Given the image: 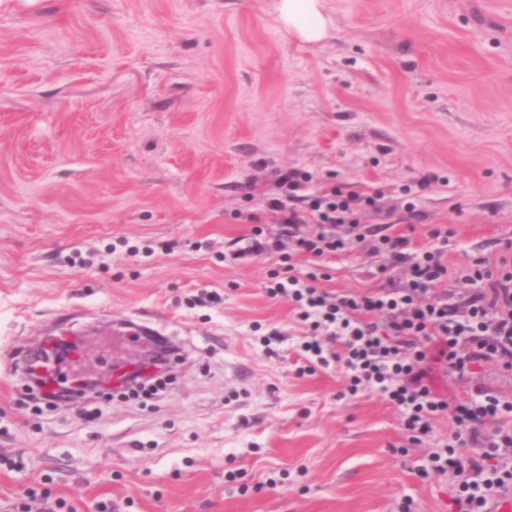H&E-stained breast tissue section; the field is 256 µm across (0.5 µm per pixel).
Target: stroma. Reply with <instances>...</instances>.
<instances>
[{
	"mask_svg": "<svg viewBox=\"0 0 512 512\" xmlns=\"http://www.w3.org/2000/svg\"><path fill=\"white\" fill-rule=\"evenodd\" d=\"M278 0H0V512L31 490L61 512H450L420 478L448 423L409 440L341 368L298 375L271 261L229 263L271 173L414 199L412 237L449 230L461 276L512 239V0H320L303 41ZM256 180L245 188L246 176ZM414 195H407V188ZM340 257L322 285L378 283ZM60 317L91 339L140 319L182 346L147 396L36 406L21 336ZM286 342L265 345L271 329ZM448 400L512 371H433Z\"/></svg>",
	"mask_w": 512,
	"mask_h": 512,
	"instance_id": "1",
	"label": "stroma"
}]
</instances>
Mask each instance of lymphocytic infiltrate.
I'll return each mask as SVG.
<instances>
[{"label": "lymphocytic infiltrate", "mask_w": 512, "mask_h": 512, "mask_svg": "<svg viewBox=\"0 0 512 512\" xmlns=\"http://www.w3.org/2000/svg\"><path fill=\"white\" fill-rule=\"evenodd\" d=\"M311 180L297 167L275 171L268 216L241 215L251 231L231 260L276 256L267 294L288 302L304 330L296 346L300 373L342 365L349 393L380 394L397 407L414 440L448 420L450 438L432 452L431 471L454 476L453 512H496L512 494V402L478 386L448 403L431 387L428 371L436 363L462 377L491 360L512 369V253L473 259L464 287H450L444 249L415 247L378 195L333 186L309 194ZM366 212L376 224L361 223ZM359 252L385 256L389 273L358 292L318 287L316 272L296 271L301 257ZM78 350L69 340L36 353L25 369L28 390L52 404L67 399L68 388L87 389V378L63 370Z\"/></svg>", "instance_id": "lymphocytic-infiltrate-1"}]
</instances>
